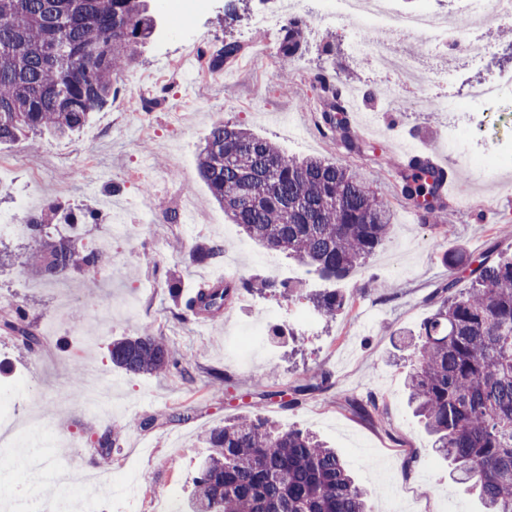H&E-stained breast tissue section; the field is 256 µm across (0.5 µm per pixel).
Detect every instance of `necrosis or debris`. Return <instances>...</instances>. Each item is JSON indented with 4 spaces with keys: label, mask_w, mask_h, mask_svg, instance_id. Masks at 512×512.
I'll return each instance as SVG.
<instances>
[{
    "label": "necrosis or debris",
    "mask_w": 512,
    "mask_h": 512,
    "mask_svg": "<svg viewBox=\"0 0 512 512\" xmlns=\"http://www.w3.org/2000/svg\"><path fill=\"white\" fill-rule=\"evenodd\" d=\"M297 17L340 18L350 26L356 55L372 69L392 73L402 87H411L420 73L437 83L452 82L460 64L474 63L481 52V33L491 22H512V0H460L458 14L399 9L397 0H272L254 18L257 31L281 27L282 9ZM424 41L427 54H415L413 41ZM512 91V71L505 69L473 85L465 101L448 99L442 111L482 112Z\"/></svg>",
    "instance_id": "necrosis-or-debris-1"
}]
</instances>
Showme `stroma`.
Wrapping results in <instances>:
<instances>
[{
  "label": "stroma",
  "instance_id": "obj_1",
  "mask_svg": "<svg viewBox=\"0 0 512 512\" xmlns=\"http://www.w3.org/2000/svg\"><path fill=\"white\" fill-rule=\"evenodd\" d=\"M225 3L210 0L203 13L184 20L166 0H148L158 32L141 45L138 63L112 100L71 137L46 136L30 146L0 148V213L17 210L32 195L38 210L50 203L76 213L96 210L92 238L110 234L120 207L127 208L131 228L127 238L113 241L111 267L90 278L75 275L39 288L21 262L24 242L7 241L11 254L0 259V312L22 305L37 330L52 317L61 322L36 353L0 333V406L8 413L14 438L31 435L40 443L45 474L64 471L70 481L64 489L48 479L33 491L31 470L14 463L12 449L0 445V504L32 512L36 501L65 493L79 496L86 471L116 477L130 468L138 498L128 499L115 484L96 489L97 500L106 512H125L131 502L136 512H154L158 494L174 493L184 500L192 492L197 461L206 452L204 435L254 406L281 426L312 431L337 448L357 481L373 492L375 512H392L395 497L403 512H482L476 495L453 481L447 462L435 454L432 437L408 404L409 360L398 335L416 329L431 314L433 295L448 278H456L458 288L466 287V272L449 270L441 260L444 252L457 249L473 258L489 252L512 255V93L486 110L481 131L468 143L471 151L493 148L508 159L477 176L443 147L449 124L467 122V113L451 115L439 108L442 100L463 98L469 85L511 64L512 38L496 39L497 27L489 25L482 68H464L449 84L422 74L412 89L389 94L388 77L352 53L345 22L325 19L310 26L307 44L293 64L292 89L286 92L273 76L269 56L279 35L250 28L260 0H252L249 12L234 19L225 17ZM180 26L195 31L203 44L231 37L248 51L233 68L203 77L189 62L176 74L160 73L159 60L182 53L174 36ZM328 32L335 45L330 56L321 52ZM325 67L340 76L355 72V86L362 91L358 108L376 115L375 126L362 131L364 153L346 157L321 132L323 102L311 80ZM133 88L139 96H157L158 104L128 111L126 99ZM220 118L275 141L293 158H347L391 208L388 241L337 282V291L347 299L333 321H323L311 301L324 282L302 277L298 263L281 255L275 268L267 269L268 252L231 223L199 177L198 154ZM422 150L457 172L443 229L423 223L402 201L393 170ZM87 155L93 166L84 169L80 162ZM187 195L202 223H166V214L179 210ZM141 199L152 206L151 223H143L141 212L132 207ZM214 239L224 242L223 260L193 258L198 246ZM215 274L293 279L299 291L290 296L241 292L207 327L197 319L180 318L170 283L188 295ZM102 295L111 297V311L95 309ZM257 320L263 321L265 333L245 364L236 356L237 334ZM278 326L289 330L288 340L272 339ZM147 327L190 362L191 380L169 373L129 375L113 368L108 355L112 340ZM85 363L111 381L114 416L91 412L84 404L80 371ZM213 370L224 371V384L212 385ZM318 370L330 373V387L291 405L294 387ZM263 390L270 391V398H260ZM371 393L382 399L385 413L360 418L347 401ZM184 406L193 408L192 419L168 421L170 412ZM149 417L154 425L142 427ZM110 428L118 438L104 452L97 440Z\"/></svg>",
  "mask_w": 512,
  "mask_h": 512
}]
</instances>
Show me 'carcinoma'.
Here are the masks:
<instances>
[{
  "label": "carcinoma",
  "instance_id": "carcinoma-1",
  "mask_svg": "<svg viewBox=\"0 0 512 512\" xmlns=\"http://www.w3.org/2000/svg\"><path fill=\"white\" fill-rule=\"evenodd\" d=\"M154 31L146 0H0V145L34 142L45 133L69 137L112 98ZM301 49L302 21L294 18L277 50L275 76L285 91ZM243 53L240 42L228 39L202 56L207 69L220 71ZM317 79L327 101L322 124L347 154L363 152L364 141L340 117V90L323 71ZM197 168L224 214L250 239L322 279L347 278L389 237L390 209L343 159L289 158L271 140L219 120ZM444 177L423 157L400 175L403 199L434 224L445 209L437 192ZM56 212L51 206L26 215L31 234L23 264L44 283L94 276L105 266L103 255L82 245L77 228L97 215L70 216L65 239L51 223ZM443 261L450 269L470 267V286L459 292L457 280L449 279L434 312L409 331V401L435 437V450L454 465L456 480L477 493L485 512H512V258L486 254L470 261L450 250ZM257 284L294 292L274 279H226L174 299L184 317H215L240 290ZM344 301L334 289L313 297L327 322ZM0 330L29 352L40 346L20 305L0 319ZM109 358L128 374L175 371L192 378L190 363L149 329L113 341ZM329 380L326 372L314 375L293 389L285 406ZM349 405L363 416L381 414L371 394ZM205 442L209 452L199 462L190 512H373L370 493L336 450L311 433L246 412L210 430Z\"/></svg>",
  "mask_w": 512,
  "mask_h": 512
}]
</instances>
